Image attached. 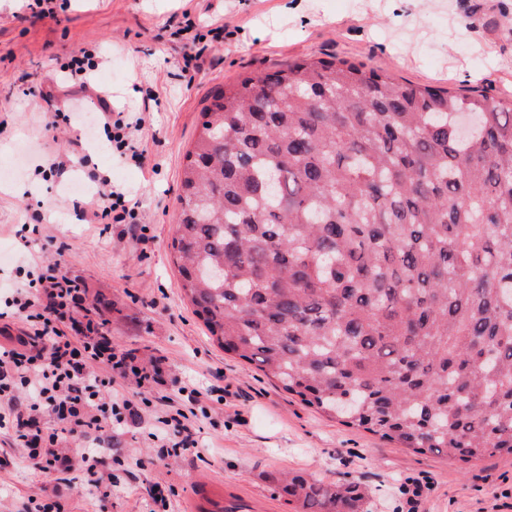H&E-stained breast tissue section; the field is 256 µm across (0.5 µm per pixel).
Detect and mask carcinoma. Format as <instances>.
Wrapping results in <instances>:
<instances>
[{
    "instance_id": "1",
    "label": "carcinoma",
    "mask_w": 512,
    "mask_h": 512,
    "mask_svg": "<svg viewBox=\"0 0 512 512\" xmlns=\"http://www.w3.org/2000/svg\"><path fill=\"white\" fill-rule=\"evenodd\" d=\"M170 248L210 336L351 428L512 457V98L347 60L220 87ZM300 512H361L296 474Z\"/></svg>"
}]
</instances>
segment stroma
<instances>
[{
	"instance_id": "1",
	"label": "stroma",
	"mask_w": 512,
	"mask_h": 512,
	"mask_svg": "<svg viewBox=\"0 0 512 512\" xmlns=\"http://www.w3.org/2000/svg\"><path fill=\"white\" fill-rule=\"evenodd\" d=\"M54 15L32 17L21 0H0V304L23 281L25 258L60 260L68 276L85 282L96 321L116 351L140 366L162 360L166 376L190 377L208 389L224 377V405L201 397L199 452L161 455L156 421L167 410L162 386L127 380L105 391L139 399V417L113 428L111 440L66 437L73 455L98 449L106 466L78 471L70 481L19 467L23 451L0 432V512H30L40 487L57 488L65 512H152L160 486L168 512H295L280 493L283 473H312L364 488L366 512H512V458L463 463L419 453L363 430L347 428L288 394L246 360L225 353L177 286L170 243L180 213L184 154L200 129L215 89L303 58L361 61L403 80L435 87L512 95V0H54ZM199 33L224 25L200 70L186 75L168 27L183 9ZM92 50L95 85L115 108L144 117L137 138L144 166L95 150L79 118L54 125L32 86L55 89L62 65L79 49ZM71 156L64 174L49 169ZM130 191L147 243L123 224L99 236L81 195L67 192L81 170ZM43 215L40 233L23 240L20 225Z\"/></svg>"
}]
</instances>
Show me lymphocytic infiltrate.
<instances>
[{
  "mask_svg": "<svg viewBox=\"0 0 512 512\" xmlns=\"http://www.w3.org/2000/svg\"><path fill=\"white\" fill-rule=\"evenodd\" d=\"M94 121L109 134L112 150L144 164L145 151L134 138L143 118H130L114 110L107 95H97ZM87 205L97 223L113 221L128 224L137 215L129 191L101 179L98 194ZM33 268L39 275L16 285L10 300L0 310V321L23 319L27 329L15 345L0 346V430L12 432L27 448L28 467L40 472L66 475L100 464L95 449L72 457L58 442L61 435H83L111 430L135 413L133 401L110 404L101 400L104 389L117 380L161 382L160 368L146 369L127 353H116L106 334L93 321L76 325L75 336H67L63 324L71 310L86 300L82 281L64 274L59 264L36 259ZM53 416L58 429L46 434L35 427L33 415Z\"/></svg>",
  "mask_w": 512,
  "mask_h": 512,
  "instance_id": "obj_1",
  "label": "lymphocytic infiltrate"
}]
</instances>
